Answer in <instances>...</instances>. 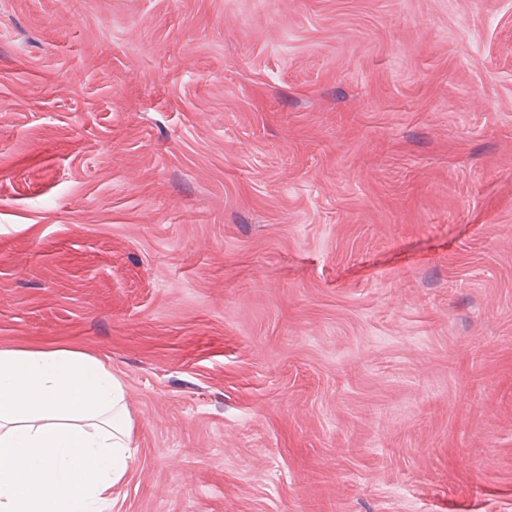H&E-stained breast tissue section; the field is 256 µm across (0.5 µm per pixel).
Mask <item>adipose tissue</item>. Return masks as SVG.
Here are the masks:
<instances>
[{
	"mask_svg": "<svg viewBox=\"0 0 512 512\" xmlns=\"http://www.w3.org/2000/svg\"><path fill=\"white\" fill-rule=\"evenodd\" d=\"M134 453L125 389L99 360L0 349V512H103Z\"/></svg>",
	"mask_w": 512,
	"mask_h": 512,
	"instance_id": "obj_1",
	"label": "adipose tissue"
}]
</instances>
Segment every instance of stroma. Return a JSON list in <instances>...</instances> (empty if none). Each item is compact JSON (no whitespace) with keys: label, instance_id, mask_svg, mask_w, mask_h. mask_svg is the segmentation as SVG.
Here are the masks:
<instances>
[{"label":"stroma","instance_id":"1","mask_svg":"<svg viewBox=\"0 0 512 512\" xmlns=\"http://www.w3.org/2000/svg\"><path fill=\"white\" fill-rule=\"evenodd\" d=\"M126 390L109 512H512V0H0V348Z\"/></svg>","mask_w":512,"mask_h":512}]
</instances>
